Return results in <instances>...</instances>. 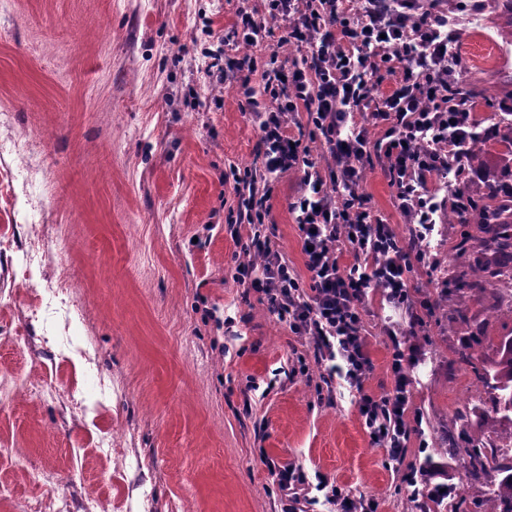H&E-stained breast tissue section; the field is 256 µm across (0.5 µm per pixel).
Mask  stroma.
<instances>
[{"mask_svg": "<svg viewBox=\"0 0 512 512\" xmlns=\"http://www.w3.org/2000/svg\"><path fill=\"white\" fill-rule=\"evenodd\" d=\"M460 29L478 120L512 107V10L504 0H441ZM263 0H0V512H283L265 465L301 467V512H337L326 478L417 512L395 462L373 444L346 384H325L311 340L294 336L233 279L251 235L227 231L240 202L230 169L256 163L259 130L238 85L206 83L201 52L266 61L233 35L239 10ZM483 141L464 188L506 184L512 119ZM278 180L276 244L303 270ZM374 214L409 237L378 161L363 171ZM470 224H436L434 262L410 276L430 300L422 326L377 294L364 302L373 393L392 388L394 329L415 353L405 464L440 462L454 512H484L466 458L449 446L512 440L479 376L512 336L495 289L458 291L448 260Z\"/></svg>", "mask_w": 512, "mask_h": 512, "instance_id": "obj_1", "label": "stroma"}]
</instances>
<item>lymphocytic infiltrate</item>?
Wrapping results in <instances>:
<instances>
[{
    "instance_id": "lymphocytic-infiltrate-1",
    "label": "lymphocytic infiltrate",
    "mask_w": 512,
    "mask_h": 512,
    "mask_svg": "<svg viewBox=\"0 0 512 512\" xmlns=\"http://www.w3.org/2000/svg\"><path fill=\"white\" fill-rule=\"evenodd\" d=\"M266 2V19L281 23L278 45L302 48L299 61L285 64L277 51L262 64L225 57L220 47L204 53L209 83L240 73L241 109L255 115L259 128L258 166L232 174L235 190L248 195L245 208L227 219L234 238L240 224L251 225L245 250L259 260H236L233 278L264 295L270 313L292 334L314 342L317 363L347 383L371 441L400 463V482L413 486L421 501L442 505L448 495L433 467L403 464L413 432L412 378L400 345L392 347V392L376 396L365 387L373 362L364 300L380 291L405 310L410 326H419L408 283L414 267L428 260L372 215L361 183L366 159L376 156L397 210L425 230L465 198L461 177L479 122L471 104L449 97L464 72L454 58L460 32L436 0H364L354 16L340 9L339 0ZM397 69L402 77L396 88L376 96ZM255 72L264 80L259 93L251 85ZM301 111L305 132L296 135L291 125ZM311 139L320 141L325 164L312 159ZM291 171L300 175L288 209L306 248L302 275L272 245L277 226L271 200L280 175ZM434 173L444 182L429 183ZM346 250L353 255L348 264L340 261Z\"/></svg>"
}]
</instances>
